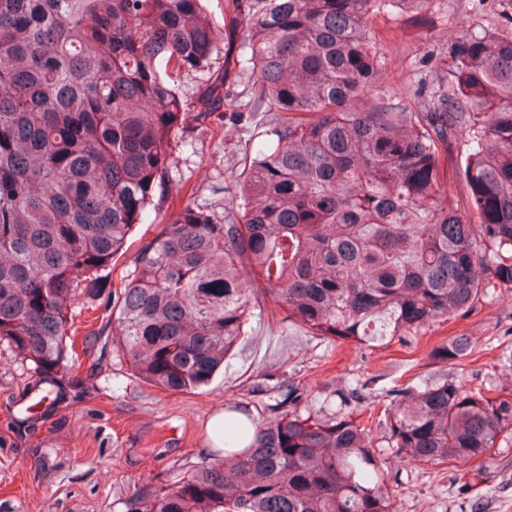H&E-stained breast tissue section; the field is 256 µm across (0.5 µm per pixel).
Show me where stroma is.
Instances as JSON below:
<instances>
[{"mask_svg":"<svg viewBox=\"0 0 512 512\" xmlns=\"http://www.w3.org/2000/svg\"><path fill=\"white\" fill-rule=\"evenodd\" d=\"M512 11V0H433L421 19L406 14L376 17L386 82L411 101L421 77H443L448 43L470 23L494 21ZM247 131L224 135L216 128L185 125L170 139L173 164L161 215H171L178 192L223 208L224 185L240 168L244 151L263 142L259 117ZM72 315L86 354L73 374H60L68 396L46 412L35 432L16 423L32 405L39 375L31 362L0 343V512H122L123 500L144 485L174 483L211 454L209 418L229 405L255 420L273 419L290 393L301 413H320L324 401L346 388L356 391L342 410L360 414L374 448L389 446L384 404L393 388L448 377L471 388L512 390V289L496 288L468 312L440 319L420 332L380 347L312 336L274 317L252 325L224 372L192 393H169L137 377L112 342L104 300L77 299ZM97 332L88 335L86 319ZM468 337L470 353L453 363L429 357L432 347ZM482 478L466 482L456 468L412 465L388 454L384 474L396 512H512V437L498 440L482 466Z\"/></svg>","mask_w":512,"mask_h":512,"instance_id":"stroma-1","label":"stroma"}]
</instances>
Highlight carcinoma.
<instances>
[{
  "label": "carcinoma",
  "instance_id": "obj_1",
  "mask_svg": "<svg viewBox=\"0 0 512 512\" xmlns=\"http://www.w3.org/2000/svg\"><path fill=\"white\" fill-rule=\"evenodd\" d=\"M430 2L224 0L221 31L202 0H0V341L41 374L38 403L66 398L72 306L119 264L117 348L174 393L209 385L268 300L312 336L375 347L512 288V13L456 37L448 82L423 79L405 103L383 86L372 21ZM221 40L224 72L188 112L174 78ZM245 67L258 87L235 107L224 85ZM245 112L267 139L224 187L234 206L185 193L133 237L175 129ZM467 350L456 338L429 355ZM384 413L413 464L480 466L512 434L511 392L456 379L409 383ZM218 437L224 451L124 512H395L367 428L339 410L226 419Z\"/></svg>",
  "mask_w": 512,
  "mask_h": 512
}]
</instances>
